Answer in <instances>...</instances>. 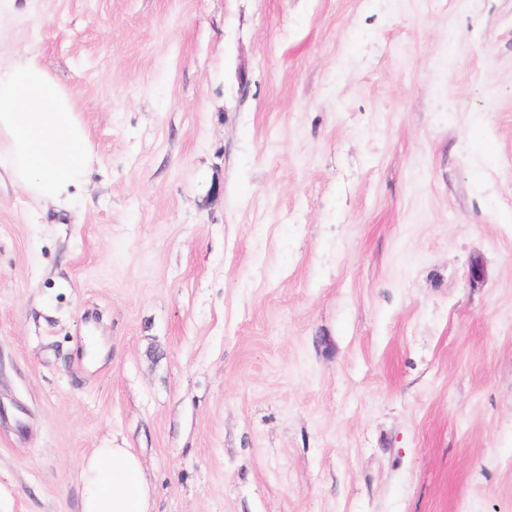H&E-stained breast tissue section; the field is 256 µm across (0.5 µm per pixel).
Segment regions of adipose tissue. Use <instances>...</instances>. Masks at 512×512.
Wrapping results in <instances>:
<instances>
[{"label":"adipose tissue","instance_id":"adipose-tissue-1","mask_svg":"<svg viewBox=\"0 0 512 512\" xmlns=\"http://www.w3.org/2000/svg\"><path fill=\"white\" fill-rule=\"evenodd\" d=\"M81 512H151V488L128 448H97L80 464Z\"/></svg>","mask_w":512,"mask_h":512}]
</instances>
